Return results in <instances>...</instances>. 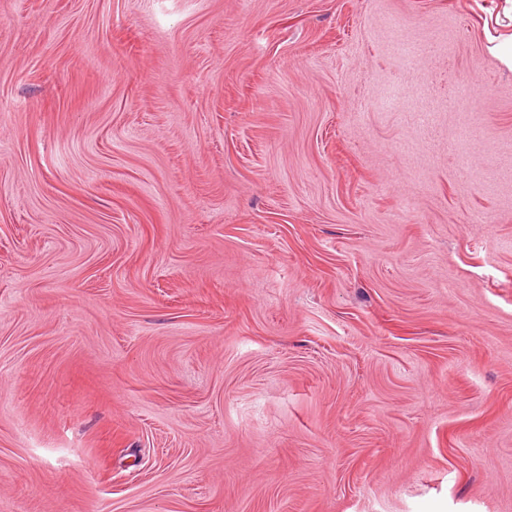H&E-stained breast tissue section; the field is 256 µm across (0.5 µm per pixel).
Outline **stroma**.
Listing matches in <instances>:
<instances>
[{
    "mask_svg": "<svg viewBox=\"0 0 512 512\" xmlns=\"http://www.w3.org/2000/svg\"><path fill=\"white\" fill-rule=\"evenodd\" d=\"M470 2L0 0V512H512Z\"/></svg>",
    "mask_w": 512,
    "mask_h": 512,
    "instance_id": "35a3bbf8",
    "label": "stroma"
}]
</instances>
